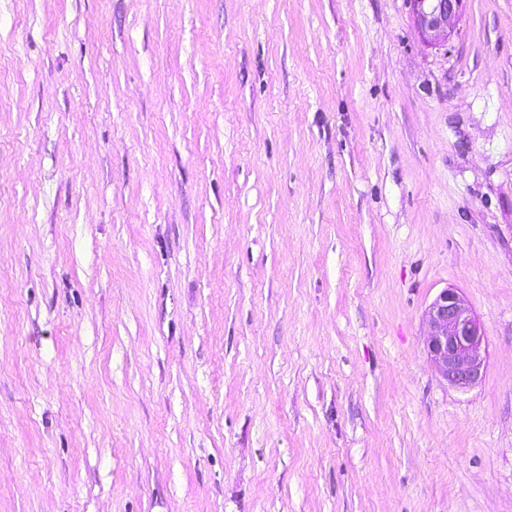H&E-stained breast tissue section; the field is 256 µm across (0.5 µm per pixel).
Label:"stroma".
Returning <instances> with one entry per match:
<instances>
[{
    "instance_id": "stroma-1",
    "label": "stroma",
    "mask_w": 512,
    "mask_h": 512,
    "mask_svg": "<svg viewBox=\"0 0 512 512\" xmlns=\"http://www.w3.org/2000/svg\"><path fill=\"white\" fill-rule=\"evenodd\" d=\"M0 512H512V0H0ZM464 0H408L415 26L429 46H444L454 30ZM425 350L439 376L457 389L474 387L487 367L481 325L453 288L442 290L426 314Z\"/></svg>"
}]
</instances>
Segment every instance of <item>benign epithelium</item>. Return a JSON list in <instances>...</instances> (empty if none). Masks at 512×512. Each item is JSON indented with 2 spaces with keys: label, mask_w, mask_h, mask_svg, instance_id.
<instances>
[{
  "label": "benign epithelium",
  "mask_w": 512,
  "mask_h": 512,
  "mask_svg": "<svg viewBox=\"0 0 512 512\" xmlns=\"http://www.w3.org/2000/svg\"><path fill=\"white\" fill-rule=\"evenodd\" d=\"M415 26L430 46H443L463 0H408ZM425 350L439 376L457 389L474 387L487 367L481 325L452 288L442 290L426 314Z\"/></svg>",
  "instance_id": "benign-epithelium-1"
}]
</instances>
